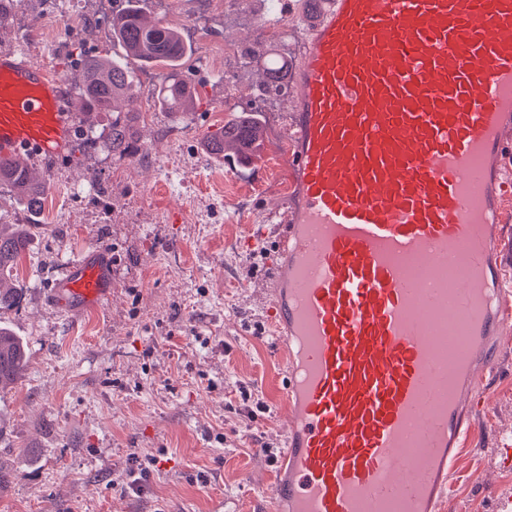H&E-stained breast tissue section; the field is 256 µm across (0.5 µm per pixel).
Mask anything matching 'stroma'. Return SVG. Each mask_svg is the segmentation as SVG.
<instances>
[{
	"instance_id": "1",
	"label": "stroma",
	"mask_w": 512,
	"mask_h": 512,
	"mask_svg": "<svg viewBox=\"0 0 512 512\" xmlns=\"http://www.w3.org/2000/svg\"><path fill=\"white\" fill-rule=\"evenodd\" d=\"M209 45L191 40L177 71L194 91L187 113L139 100L134 152L113 154L112 115L78 97L80 57L112 56V15L89 20L78 4L10 0L39 16L40 34L0 27V46L47 66L81 109L69 151L31 162L49 191L30 208L0 183V224L27 233L13 271L23 292L0 309V328L24 346L26 365L0 388V512H265L284 468L285 409L276 401L278 338L261 287L278 247L274 212L291 181L278 150L287 98L260 114L264 140L245 164L204 146L238 111L259 106L280 38L260 24L270 0H223ZM99 206L72 200L75 188ZM112 259V296L77 318L59 315L51 290L66 266L94 249ZM474 439L454 465L445 512H512V330L498 374L479 384ZM147 469L138 488L130 476Z\"/></svg>"
}]
</instances>
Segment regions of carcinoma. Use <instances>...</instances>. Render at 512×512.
<instances>
[{"mask_svg":"<svg viewBox=\"0 0 512 512\" xmlns=\"http://www.w3.org/2000/svg\"><path fill=\"white\" fill-rule=\"evenodd\" d=\"M113 33L122 44L126 56L141 62H160L174 70L188 53L179 31L165 24L145 23L143 16L134 8L116 19ZM264 74L263 95L276 96L286 89V73L281 58L269 59ZM81 97L85 108L103 112L115 108L120 102L125 103L127 110L124 115L118 114L112 118V152L121 156L126 154L131 148L129 121L138 108L137 94L125 63L113 57L87 60L82 71ZM160 97L170 112H188L193 106V98L177 79L161 88ZM260 138L261 127L244 117L224 125V128L211 135L208 146L216 154L228 150L239 153ZM0 181L11 183L17 194L26 199L33 209L40 206L48 191L46 183L32 179L30 170L15 165L0 163ZM24 248L23 237L0 234V277L10 273ZM23 359L24 349L20 342L0 329V385L13 381Z\"/></svg>","mask_w":512,"mask_h":512,"instance_id":"cac0c4a2","label":"carcinoma"}]
</instances>
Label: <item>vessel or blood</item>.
I'll return each instance as SVG.
<instances>
[{"mask_svg":"<svg viewBox=\"0 0 512 512\" xmlns=\"http://www.w3.org/2000/svg\"><path fill=\"white\" fill-rule=\"evenodd\" d=\"M285 115L294 193L266 286L287 364L290 512H438L472 387L507 323L489 260L512 181V0H329ZM79 116L65 83L0 49V161H52ZM96 249L53 290L61 313L106 305Z\"/></svg>","mask_w":512,"mask_h":512,"instance_id":"obj_1","label":"vessel or blood"}]
</instances>
